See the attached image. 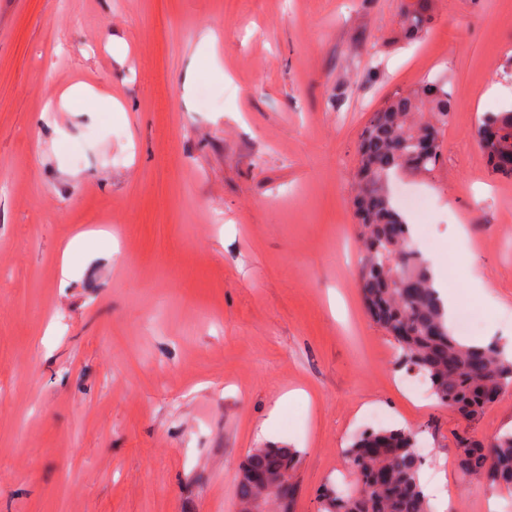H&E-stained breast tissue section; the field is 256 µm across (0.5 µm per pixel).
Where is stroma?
Wrapping results in <instances>:
<instances>
[{"mask_svg":"<svg viewBox=\"0 0 512 512\" xmlns=\"http://www.w3.org/2000/svg\"><path fill=\"white\" fill-rule=\"evenodd\" d=\"M407 2L0 0V512H237L269 445L300 451L293 512H317L382 427L487 512L455 436L511 428L512 388L474 421L406 395L353 197L371 113L448 80L442 158L394 188L430 200L429 264L477 337L512 338V179L475 137L512 108V0H432L411 46Z\"/></svg>","mask_w":512,"mask_h":512,"instance_id":"obj_1","label":"stroma"}]
</instances>
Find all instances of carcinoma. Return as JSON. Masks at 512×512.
Wrapping results in <instances>:
<instances>
[{"label":"carcinoma","instance_id":"obj_1","mask_svg":"<svg viewBox=\"0 0 512 512\" xmlns=\"http://www.w3.org/2000/svg\"><path fill=\"white\" fill-rule=\"evenodd\" d=\"M432 16L418 2L402 23L407 40L423 38ZM453 97L446 82H426L395 95L372 114L361 133L357 193L364 254L359 284L364 304L385 326L405 323L395 337L399 362L416 371L441 404L472 421L512 387V354L499 343L467 344L455 335L448 308L433 285L426 259L412 246V225L393 204L388 185L404 173H427L442 156L440 130L448 124ZM488 134L480 144L494 173L512 178V110L487 112ZM408 272L414 286L401 288L392 272ZM458 466L481 486L512 492V431L488 443L457 437ZM300 453L294 448H255L240 467L237 499L251 512L260 495L254 474L296 475ZM354 475L348 491L327 484L318 512H431L430 495L420 481L416 435L404 429L362 434L346 450Z\"/></svg>","mask_w":512,"mask_h":512}]
</instances>
